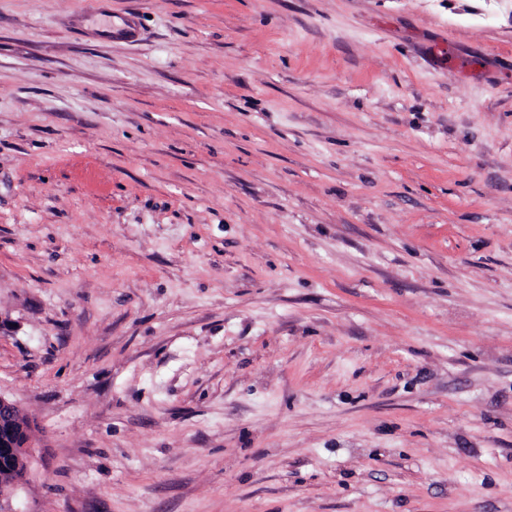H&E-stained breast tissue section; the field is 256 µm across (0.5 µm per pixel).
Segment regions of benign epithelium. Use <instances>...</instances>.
Instances as JSON below:
<instances>
[{"instance_id":"obj_1","label":"benign epithelium","mask_w":512,"mask_h":512,"mask_svg":"<svg viewBox=\"0 0 512 512\" xmlns=\"http://www.w3.org/2000/svg\"><path fill=\"white\" fill-rule=\"evenodd\" d=\"M31 425L18 405L0 395V512H13L12 497L23 483L33 458Z\"/></svg>"}]
</instances>
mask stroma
Returning <instances> with one entry per match:
<instances>
[{
  "instance_id": "35a3bbf8",
  "label": "stroma",
  "mask_w": 512,
  "mask_h": 512,
  "mask_svg": "<svg viewBox=\"0 0 512 512\" xmlns=\"http://www.w3.org/2000/svg\"><path fill=\"white\" fill-rule=\"evenodd\" d=\"M0 0L14 512H512V0ZM31 425L18 405L0 394V511L10 508L12 497L23 483L33 458L34 446Z\"/></svg>"
}]
</instances>
